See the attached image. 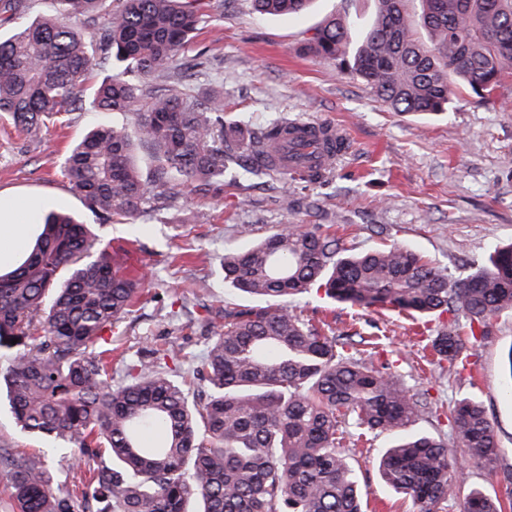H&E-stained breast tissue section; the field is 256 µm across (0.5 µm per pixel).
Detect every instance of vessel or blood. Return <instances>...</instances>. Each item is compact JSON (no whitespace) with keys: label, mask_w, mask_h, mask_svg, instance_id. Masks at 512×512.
<instances>
[{"label":"vessel or blood","mask_w":512,"mask_h":512,"mask_svg":"<svg viewBox=\"0 0 512 512\" xmlns=\"http://www.w3.org/2000/svg\"><path fill=\"white\" fill-rule=\"evenodd\" d=\"M347 141L339 127L319 121L290 122L283 136L265 145L260 158L278 172L305 170L321 172L331 154L345 151Z\"/></svg>","instance_id":"b4317fda"}]
</instances>
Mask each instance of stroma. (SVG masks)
Listing matches in <instances>:
<instances>
[{
  "instance_id": "35a3bbf8",
  "label": "stroma",
  "mask_w": 512,
  "mask_h": 512,
  "mask_svg": "<svg viewBox=\"0 0 512 512\" xmlns=\"http://www.w3.org/2000/svg\"><path fill=\"white\" fill-rule=\"evenodd\" d=\"M367 25L374 0H316L300 17L267 18L249 0H224L206 9V21L179 73L207 96L224 90L227 115L248 127L271 117L321 120L342 127L350 138L328 183L296 185L284 192L281 179L225 178L173 200H154L148 213L121 223L92 211L63 175L71 146L100 123L130 127L125 115L77 109L32 139L0 120V201L34 202L61 209L88 224L110 250L133 248L145 289L132 313L106 331L101 348L112 351V380L121 383L127 363L145 348L162 345L176 355H201L210 326L224 320V305L245 298L219 276L225 250L242 249L236 228L251 224L257 236L282 224H332L345 244L365 250L380 244L414 249L454 277L487 263L494 246L512 241V83L488 108L465 95L445 114L413 118L389 109L356 78L338 74L330 61L302 53L303 43L336 12ZM206 64H198V55ZM206 278L208 295L192 281ZM292 303L311 321L380 337L374 364L397 362L405 384L425 393L432 411L412 422V433L449 437L448 408L464 395L477 396L496 430L502 453L470 480L488 494L512 490V394L504 356L512 348V316L500 318L492 336L466 346L468 367L460 374L429 365L424 345L439 319L425 320L390 310L367 312L326 298L314 289ZM387 434L343 444L367 493L369 512H416L380 480L376 458Z\"/></svg>"
}]
</instances>
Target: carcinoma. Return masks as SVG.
I'll use <instances>...</instances> for the list:
<instances>
[{
  "instance_id": "cac0c4a2",
  "label": "carcinoma",
  "mask_w": 512,
  "mask_h": 512,
  "mask_svg": "<svg viewBox=\"0 0 512 512\" xmlns=\"http://www.w3.org/2000/svg\"><path fill=\"white\" fill-rule=\"evenodd\" d=\"M375 0L361 30L345 14L326 19L302 51L336 62L390 109L438 115L456 96L495 105L512 78V0ZM312 0H251L260 16L292 15ZM26 0H0V116L38 135L83 101L96 112L132 114L134 135L100 124L65 157L63 174L95 211L134 220L155 193L134 161L145 147L167 195L208 185L239 169L270 175L229 139L224 92L201 103L186 86L157 93L180 66L204 14L199 0H54L48 18L20 21ZM274 119L255 134L282 133ZM224 283L256 300L224 306L188 382L159 350L129 365L112 385V359L96 350L105 330L131 312L140 282L70 215L50 210L23 261L0 272V390L16 426L87 466L68 486L47 453L0 448L10 512H363L360 479L341 425L357 439L399 432L428 406L389 367L369 361L361 334L313 324L288 300L317 285L360 308L419 316L448 313L431 348L448 370L464 341L489 337L512 315V242L460 279L399 246L350 253L318 225L283 224L221 259ZM18 343L11 344L12 340ZM452 443L431 435L401 439L378 470L419 512L448 502L458 512H506L512 502L470 484V470L501 448L481 402L457 400Z\"/></svg>"
}]
</instances>
